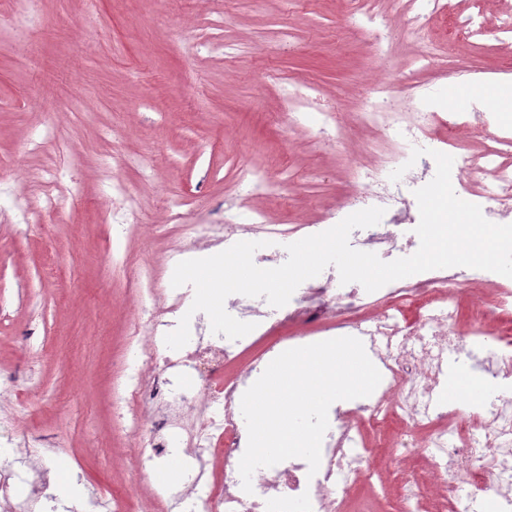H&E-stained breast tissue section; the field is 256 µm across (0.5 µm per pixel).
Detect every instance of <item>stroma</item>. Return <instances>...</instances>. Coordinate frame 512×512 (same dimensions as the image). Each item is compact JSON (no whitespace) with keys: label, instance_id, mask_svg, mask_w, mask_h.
I'll use <instances>...</instances> for the list:
<instances>
[{"label":"stroma","instance_id":"stroma-1","mask_svg":"<svg viewBox=\"0 0 512 512\" xmlns=\"http://www.w3.org/2000/svg\"><path fill=\"white\" fill-rule=\"evenodd\" d=\"M37 17L14 38L9 0H0V202L33 190L31 175L53 168L73 197L60 212L28 220L0 205V371L15 396L0 412V446L30 438L33 467L0 461L19 489L33 472L69 466L86 500L114 485L140 496L182 489L195 461L181 442L139 471L114 456L128 374L141 362L129 340L140 314L137 272L153 267L169 293L166 260L182 235L162 225L165 202L186 200L202 220L236 191L242 167L262 181L256 199L289 241L300 220L329 217L354 177L352 161L373 139L359 125L369 82L400 78L425 47L441 62L480 71L482 84L512 80V38L500 35L512 0H442L416 34L404 0H374L393 20L394 59L374 60L351 19L355 0H36ZM481 14L482 34L461 25ZM236 58L175 44L184 31L208 38L214 23ZM314 84L346 135L328 145L289 127V86ZM137 191L143 219L116 236L112 187ZM287 196L293 209H273Z\"/></svg>","mask_w":512,"mask_h":512}]
</instances>
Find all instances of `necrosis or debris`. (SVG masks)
Segmentation results:
<instances>
[{"label": "necrosis or debris", "mask_w": 512, "mask_h": 512, "mask_svg": "<svg viewBox=\"0 0 512 512\" xmlns=\"http://www.w3.org/2000/svg\"><path fill=\"white\" fill-rule=\"evenodd\" d=\"M317 103L311 87L289 90V123L324 134L333 115L331 110L318 109ZM361 120L374 130L379 148L359 164L340 211L347 216L381 207L391 224L401 220L419 181L428 174L430 151H445L481 128L479 115L449 111L447 103L435 100L426 84L412 77L401 84L385 76L371 83ZM416 147L425 154L415 160L411 153ZM401 166L406 169L404 176L390 180V173ZM480 168L492 180L469 186L474 202L500 217L511 216L512 134L493 137L485 145ZM35 180L39 189L24 196L19 205L22 214H51L65 207L72 189L53 170L42 171ZM238 185L220 218L224 242L258 233L273 242L283 240V231L252 205L261 188L253 172L240 169ZM482 278L477 270L436 269L415 279L397 280L383 291L336 296L332 312L320 302L327 289L293 294L289 305L297 333L327 335V321L332 318L337 328L354 335L399 341L401 351L376 349L389 371V386L373 406L363 409L358 422H349L344 412H337L339 425L326 434L316 474H309L303 464H282L252 496L237 491L244 453L237 404L246 379L260 364L259 358H247L246 353L261 343L268 352H279L289 345L290 336L272 335L258 304L234 301L226 310L254 322L250 337L233 346L219 337L209 340L196 349L188 364L159 357L152 345L142 342L141 325H134L130 336L139 343L144 363L132 375L125 397L131 459L145 464L166 452L167 432L186 429L197 466L178 497L191 500L195 512H264V498L272 493L308 501L314 512H334L336 486L350 490L381 477L373 465L372 449L355 451L350 442L377 435L384 439V453L405 457L412 438L424 432L430 454L439 464L428 478L413 467L396 473L395 488L405 512H459L457 483L461 480L468 487V512H480L492 491L508 510L512 507V400L498 395L497 381L512 375V285L499 284L493 309L464 317L463 300ZM450 357L479 372L482 412L455 408L436 413L432 390L443 362Z\"/></svg>", "instance_id": "necrosis-or-debris-1"}]
</instances>
